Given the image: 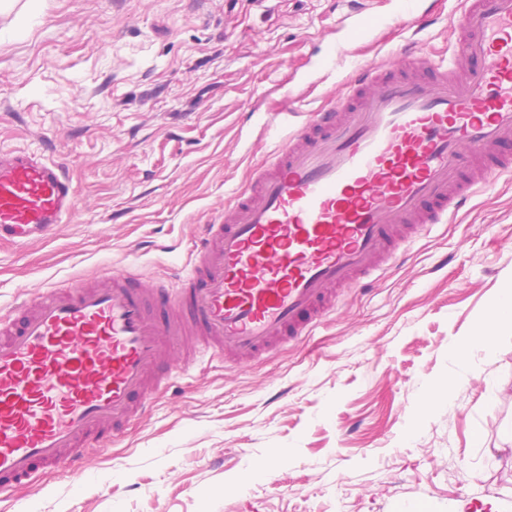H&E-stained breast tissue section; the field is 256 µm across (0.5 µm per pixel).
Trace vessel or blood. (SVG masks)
Listing matches in <instances>:
<instances>
[{
	"label": "vessel or blood",
	"instance_id": "vessel-or-blood-1",
	"mask_svg": "<svg viewBox=\"0 0 512 512\" xmlns=\"http://www.w3.org/2000/svg\"><path fill=\"white\" fill-rule=\"evenodd\" d=\"M360 8L349 37L432 18ZM447 61L417 42L353 71L343 96L291 117L247 186L208 222L181 273L51 286L0 318V489L106 452L171 343L192 360L262 357L305 335L336 292L378 278L410 244L512 176V0H461ZM63 169L0 153V235L29 238L77 210Z\"/></svg>",
	"mask_w": 512,
	"mask_h": 512
}]
</instances>
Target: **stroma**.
I'll use <instances>...</instances> for the list:
<instances>
[{
	"label": "stroma",
	"instance_id": "1",
	"mask_svg": "<svg viewBox=\"0 0 512 512\" xmlns=\"http://www.w3.org/2000/svg\"><path fill=\"white\" fill-rule=\"evenodd\" d=\"M358 0H11L0 152L62 166L78 210L0 240V315L97 271L172 277L246 185L280 94L309 112L399 33L345 40ZM334 72L321 63L336 42ZM512 286V180L477 194L327 320L154 392L109 454L0 494V512H512V334L451 352ZM456 379L455 393L444 388ZM431 406H424V399Z\"/></svg>",
	"mask_w": 512,
	"mask_h": 512
}]
</instances>
